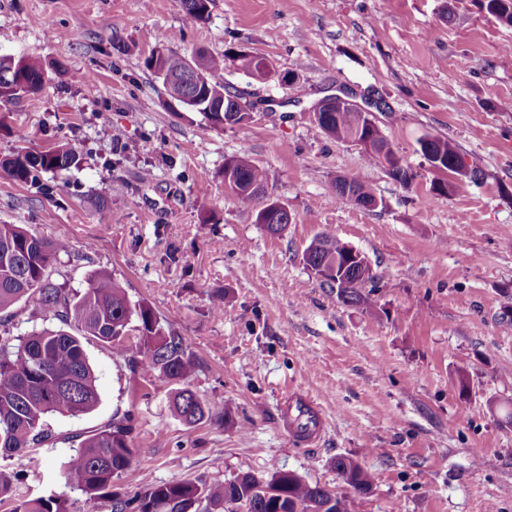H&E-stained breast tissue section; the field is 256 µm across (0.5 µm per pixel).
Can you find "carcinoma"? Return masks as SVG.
<instances>
[{
  "mask_svg": "<svg viewBox=\"0 0 512 512\" xmlns=\"http://www.w3.org/2000/svg\"><path fill=\"white\" fill-rule=\"evenodd\" d=\"M210 0H180L185 21L202 23L209 14ZM488 13L512 26V0H485ZM243 69L261 73L263 58L240 50L236 53ZM145 67L163 79L172 98L194 108L212 128L233 124L238 92L216 76L224 71V59L199 51L192 58L161 49L145 59ZM7 78L0 90V102L12 103L22 96L39 94L51 81L41 65L0 55V79ZM325 135L345 140L353 133L368 136L376 145L364 151L367 163L383 165L380 155L393 154L388 139L375 123L357 124V113L344 107L326 112V123L319 125ZM423 156H460L449 140L425 135L418 139ZM79 158L67 144L44 151L20 150L0 161V168L23 183L39 184L51 196L55 187L40 182L43 173L68 171ZM234 183L227 191L256 186L263 188L265 172L248 155L229 157ZM345 185H334V199L355 197L356 205L370 209L377 201L374 188L356 176L344 177ZM70 251L62 240H51L18 224H0V312L25 299L35 303L44 316L56 319L60 327H43L17 339L0 342V454L10 456L50 440L43 428L46 415L59 413L72 417L93 411L99 403L96 376L89 363L85 342L94 339L108 344L124 358L129 378L144 380L155 375L170 383L186 382L196 363L183 337L166 333L157 315L147 304L133 305L125 289L111 274L93 271L87 286L71 293L54 282L48 270L58 257ZM347 246L329 232L316 235L305 248L303 259L317 268L327 262L338 266L337 276L326 283L336 290L339 300L366 310L374 301L367 285L376 276L369 265L345 258ZM176 415L188 425H196L223 413L220 403L203 401L187 388L176 390ZM132 426L127 415L114 414L112 421L88 435L69 457L64 468L65 484L96 500L111 498L112 512H357L363 496L374 485V476L353 459L338 456L333 462L342 483L349 488L339 493L318 483L303 481L295 473L281 471L268 480L243 474L224 483L207 485L193 480L143 483L140 490L112 497L114 479L129 468L135 448ZM12 512H68L60 496L21 500Z\"/></svg>",
  "mask_w": 512,
  "mask_h": 512,
  "instance_id": "1",
  "label": "carcinoma"
}]
</instances>
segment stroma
<instances>
[{"label":"stroma","instance_id":"1","mask_svg":"<svg viewBox=\"0 0 512 512\" xmlns=\"http://www.w3.org/2000/svg\"><path fill=\"white\" fill-rule=\"evenodd\" d=\"M161 42L223 58L249 120L213 129L172 99L144 65ZM239 49L275 76L241 69ZM0 54L66 70L38 95L0 104V158L63 143L80 158L46 174L51 198L0 170V224L69 242L51 272L66 288L110 272L131 303L184 337L197 362L187 388L224 409L186 425L170 408L175 384L132 382L110 346L86 343L98 406L47 415L50 441L0 455L16 478L0 512L54 494L69 512H111L66 487L63 470L118 412L137 448L116 481L122 493L147 480L279 471L338 490L333 461L344 455L375 477L359 512H512V321L501 316L512 293V26L478 0H211L195 26L179 0H0ZM340 89L386 101L375 121L410 184L313 123L312 109ZM425 134L452 141L482 179L454 178L434 195L443 175L418 150ZM242 153L265 170L264 197L292 216L282 235L256 222L264 198L224 190V163ZM341 175L369 182L378 206L335 201ZM323 231L365 256L378 277L373 310L342 303L305 265ZM295 391L325 412L317 446L282 426Z\"/></svg>","mask_w":512,"mask_h":512}]
</instances>
